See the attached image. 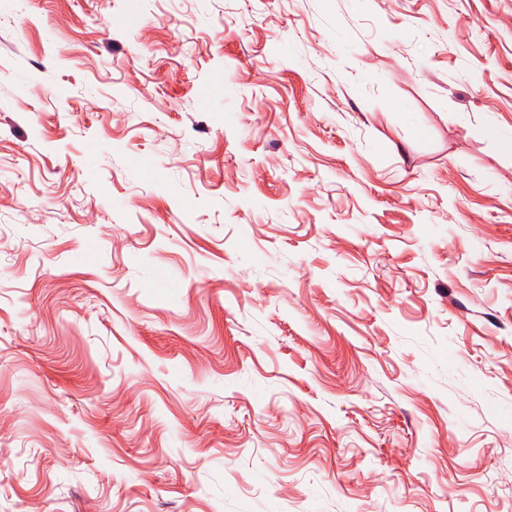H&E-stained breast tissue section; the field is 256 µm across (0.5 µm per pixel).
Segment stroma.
Wrapping results in <instances>:
<instances>
[{"mask_svg":"<svg viewBox=\"0 0 512 512\" xmlns=\"http://www.w3.org/2000/svg\"><path fill=\"white\" fill-rule=\"evenodd\" d=\"M512 0H0V512H512Z\"/></svg>","mask_w":512,"mask_h":512,"instance_id":"obj_1","label":"stroma"}]
</instances>
